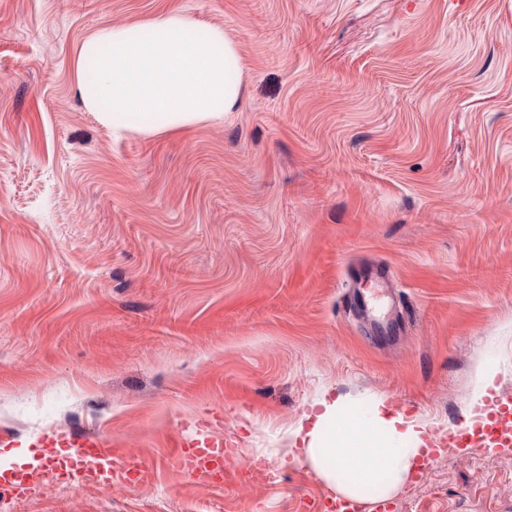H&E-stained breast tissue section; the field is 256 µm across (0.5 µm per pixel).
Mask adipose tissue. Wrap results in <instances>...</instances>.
I'll use <instances>...</instances> for the list:
<instances>
[{
	"label": "adipose tissue",
	"instance_id": "obj_1",
	"mask_svg": "<svg viewBox=\"0 0 512 512\" xmlns=\"http://www.w3.org/2000/svg\"><path fill=\"white\" fill-rule=\"evenodd\" d=\"M87 111L118 134L154 135L222 119L237 105L243 70L222 27L171 10L89 35L75 56ZM427 426L385 403L372 412L323 401L303 454L343 497L361 501L402 484L424 452Z\"/></svg>",
	"mask_w": 512,
	"mask_h": 512
}]
</instances>
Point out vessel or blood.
I'll return each instance as SVG.
<instances>
[{
  "label": "vessel or blood",
  "mask_w": 512,
  "mask_h": 512,
  "mask_svg": "<svg viewBox=\"0 0 512 512\" xmlns=\"http://www.w3.org/2000/svg\"><path fill=\"white\" fill-rule=\"evenodd\" d=\"M483 413L484 426L449 433L438 442V449L511 448L512 399H495L484 407ZM37 444L42 452L33 463L0 465V490L10 491L19 499L27 494L32 480L40 476L70 486L84 485L92 477L106 486L128 483L130 475L142 476L152 469L147 459L116 452L111 438L101 434L49 431L38 438ZM235 453V448L220 438L183 439L175 443L170 459L188 478L213 483L223 471L225 459Z\"/></svg>",
  "instance_id": "b4317fda"
}]
</instances>
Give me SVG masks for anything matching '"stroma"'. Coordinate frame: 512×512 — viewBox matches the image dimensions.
Masks as SVG:
<instances>
[{"label": "stroma", "instance_id": "35a3bbf8", "mask_svg": "<svg viewBox=\"0 0 512 512\" xmlns=\"http://www.w3.org/2000/svg\"><path fill=\"white\" fill-rule=\"evenodd\" d=\"M179 9L244 68L223 119L113 136L74 66L98 27ZM393 274L397 313L352 303ZM512 394V0H0V464L45 430L153 461L0 512H328L297 434L322 400L446 434ZM222 436L224 488L167 460ZM389 512H512V450L443 454Z\"/></svg>", "mask_w": 512, "mask_h": 512}]
</instances>
